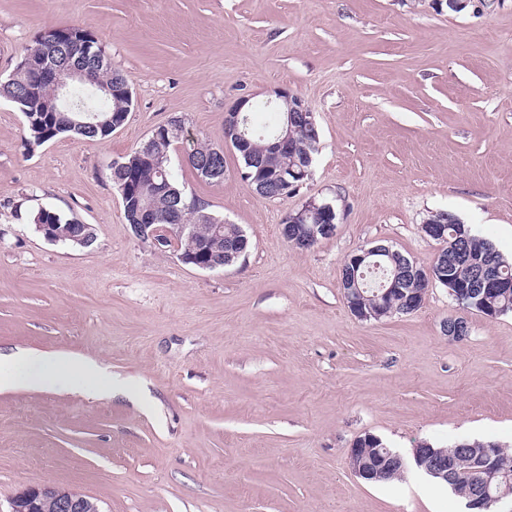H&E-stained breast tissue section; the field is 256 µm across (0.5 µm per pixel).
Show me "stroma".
<instances>
[{
    "label": "stroma",
    "instance_id": "obj_1",
    "mask_svg": "<svg viewBox=\"0 0 512 512\" xmlns=\"http://www.w3.org/2000/svg\"><path fill=\"white\" fill-rule=\"evenodd\" d=\"M47 26L89 30L133 82L126 123L103 139L23 146L0 98V354L81 356L99 387L130 394L0 392V512L51 483L102 512H464L448 486L408 469L368 483L349 448L379 437L404 458L422 440L512 451V314L473 311L440 284L416 312L361 321L341 288L348 256L384 244L429 264L421 226L446 211L512 263V0H0V77ZM298 94L320 132L312 176L257 196L224 147L244 95ZM183 119L224 148L223 182L199 178L190 142L171 155L187 195L251 241L221 271L133 236L110 166ZM309 199L332 202L334 237L283 238ZM93 225L55 245L31 217Z\"/></svg>",
    "mask_w": 512,
    "mask_h": 512
}]
</instances>
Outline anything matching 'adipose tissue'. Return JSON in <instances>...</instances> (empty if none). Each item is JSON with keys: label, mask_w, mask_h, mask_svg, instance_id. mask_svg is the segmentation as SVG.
<instances>
[{"label": "adipose tissue", "mask_w": 512, "mask_h": 512, "mask_svg": "<svg viewBox=\"0 0 512 512\" xmlns=\"http://www.w3.org/2000/svg\"><path fill=\"white\" fill-rule=\"evenodd\" d=\"M99 366L80 357L46 356L32 352L0 354V391L54 390L65 391L75 379L95 384Z\"/></svg>", "instance_id": "ef3b65f1"}]
</instances>
